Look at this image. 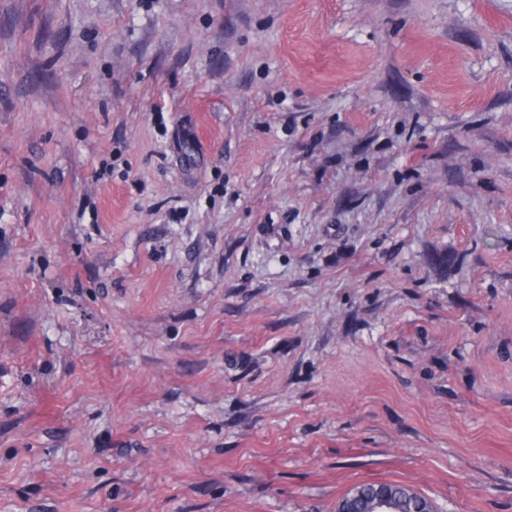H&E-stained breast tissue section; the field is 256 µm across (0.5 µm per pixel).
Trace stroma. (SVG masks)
Segmentation results:
<instances>
[{"label": "stroma", "mask_w": 512, "mask_h": 512, "mask_svg": "<svg viewBox=\"0 0 512 512\" xmlns=\"http://www.w3.org/2000/svg\"><path fill=\"white\" fill-rule=\"evenodd\" d=\"M512 512V0H0V512ZM348 497H361L370 501L371 508L365 512H402L391 498V494L387 490H380L379 486H377L375 493L368 497L364 496L361 487L356 488Z\"/></svg>", "instance_id": "35a3bbf8"}]
</instances>
